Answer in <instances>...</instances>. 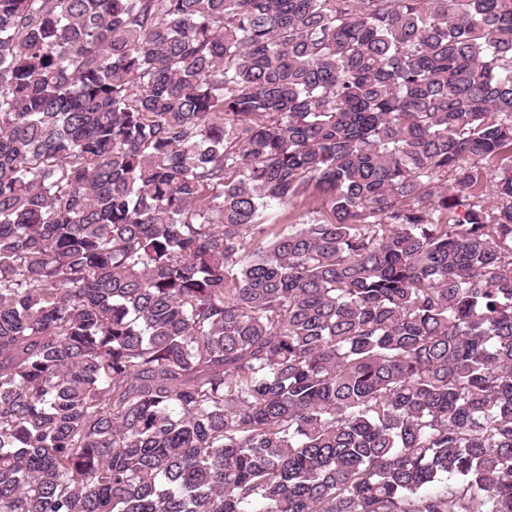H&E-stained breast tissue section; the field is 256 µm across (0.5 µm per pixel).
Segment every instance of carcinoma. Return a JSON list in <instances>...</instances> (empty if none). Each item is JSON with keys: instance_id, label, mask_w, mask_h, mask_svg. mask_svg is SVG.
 I'll list each match as a JSON object with an SVG mask.
<instances>
[{"instance_id": "obj_1", "label": "carcinoma", "mask_w": 512, "mask_h": 512, "mask_svg": "<svg viewBox=\"0 0 512 512\" xmlns=\"http://www.w3.org/2000/svg\"><path fill=\"white\" fill-rule=\"evenodd\" d=\"M0 512H512V0H0ZM321 207V200L318 195H313L305 201L298 203L295 207H290L285 211L278 213L276 224H297L305 219L308 211L316 210Z\"/></svg>"}]
</instances>
